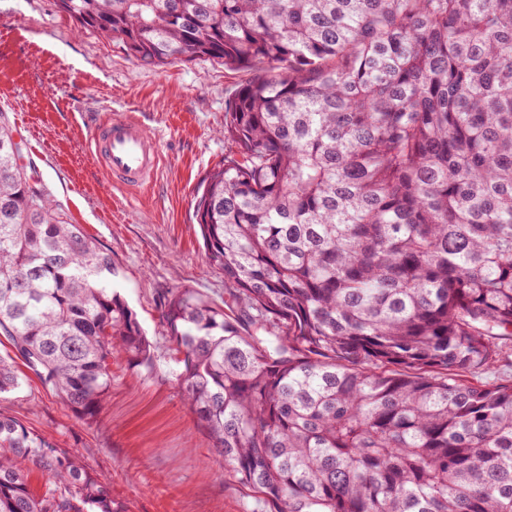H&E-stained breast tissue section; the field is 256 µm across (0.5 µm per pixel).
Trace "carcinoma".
<instances>
[{"label": "carcinoma", "instance_id": "1", "mask_svg": "<svg viewBox=\"0 0 512 512\" xmlns=\"http://www.w3.org/2000/svg\"><path fill=\"white\" fill-rule=\"evenodd\" d=\"M152 65L219 59L193 200L235 310L163 296L177 381L267 512H512V0H59ZM0 125V334L82 418L152 363L115 269ZM21 387L0 357V395ZM0 512H112L0 416ZM54 488L31 494L28 463Z\"/></svg>", "mask_w": 512, "mask_h": 512}]
</instances>
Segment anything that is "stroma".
I'll use <instances>...</instances> for the list:
<instances>
[{
  "mask_svg": "<svg viewBox=\"0 0 512 512\" xmlns=\"http://www.w3.org/2000/svg\"><path fill=\"white\" fill-rule=\"evenodd\" d=\"M248 77L211 58L144 65L58 0H0V123L27 133L22 152L45 193L111 254L113 289L155 345L149 369L113 359L109 398L90 422L15 360L22 386L0 398V415L78 456L110 487L115 512H265L183 400L159 303L175 288L229 299L223 271L202 252L193 198L224 162V99ZM86 112L130 113L156 134L161 161L146 189L107 178Z\"/></svg>",
  "mask_w": 512,
  "mask_h": 512,
  "instance_id": "35a3bbf8",
  "label": "stroma"
}]
</instances>
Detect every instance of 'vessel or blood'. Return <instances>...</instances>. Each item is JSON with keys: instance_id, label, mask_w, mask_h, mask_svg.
<instances>
[{"instance_id": "obj_1", "label": "vessel or blood", "mask_w": 512, "mask_h": 512, "mask_svg": "<svg viewBox=\"0 0 512 512\" xmlns=\"http://www.w3.org/2000/svg\"><path fill=\"white\" fill-rule=\"evenodd\" d=\"M89 144L106 173L129 187L147 186L159 167L157 139L134 117L107 116L96 121Z\"/></svg>"}]
</instances>
